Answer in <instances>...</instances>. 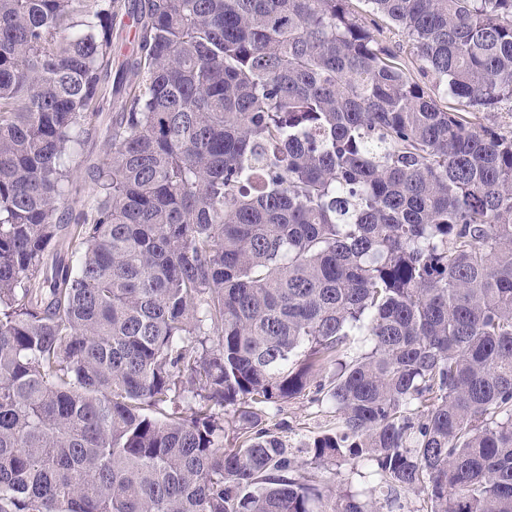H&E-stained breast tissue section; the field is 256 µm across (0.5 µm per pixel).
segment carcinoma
<instances>
[{"mask_svg":"<svg viewBox=\"0 0 512 512\" xmlns=\"http://www.w3.org/2000/svg\"><path fill=\"white\" fill-rule=\"evenodd\" d=\"M347 2L139 0L115 70L126 0H0V512H512V137ZM367 2L512 103V0ZM326 369L304 460L263 413ZM348 3L350 10L354 13V15L362 20L366 26L373 29L376 38L381 43L397 52L398 62L404 66L410 76L419 83L426 84L432 90V92L435 93L436 98L442 107H459L458 104L452 99L448 98L447 96L445 97L440 93L438 94L437 89H434V83L430 77H424L420 73L419 61L411 52L410 44L408 43L407 38H405L401 32H398V30L394 28L390 23L375 17L371 13L370 7L365 0H349ZM373 20H376L377 22L376 27L373 25ZM377 29H380V31ZM117 37L113 42V58L115 64L135 57L137 43L134 39L135 23L132 16L116 20ZM360 471L364 472V470L360 468L354 469L351 464H343L341 467H338L336 471H333L336 473L335 476L328 473L316 472L315 477L317 480H335L336 485H340L344 488L347 485L357 488L363 486L366 481V478L360 476H363Z\"/></svg>","mask_w":512,"mask_h":512,"instance_id":"1","label":"carcinoma"}]
</instances>
